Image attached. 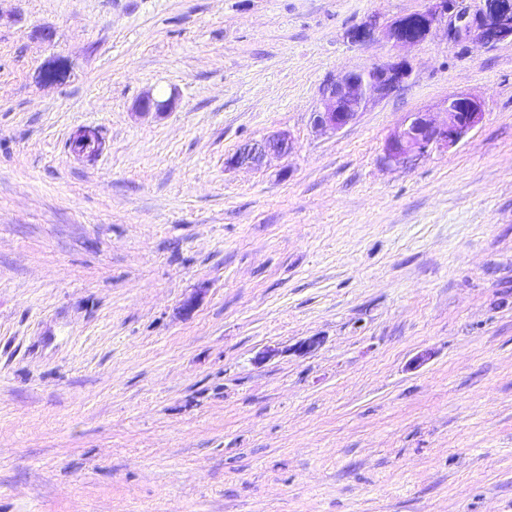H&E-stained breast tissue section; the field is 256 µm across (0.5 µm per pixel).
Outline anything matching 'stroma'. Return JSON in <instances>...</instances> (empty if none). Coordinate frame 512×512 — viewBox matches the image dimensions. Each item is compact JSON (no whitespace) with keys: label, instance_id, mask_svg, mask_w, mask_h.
<instances>
[{"label":"stroma","instance_id":"obj_1","mask_svg":"<svg viewBox=\"0 0 512 512\" xmlns=\"http://www.w3.org/2000/svg\"><path fill=\"white\" fill-rule=\"evenodd\" d=\"M428 4L0 0V512H512V40L388 39ZM455 94L473 130L386 160ZM407 60L375 64L350 71L330 81L323 89L313 121L317 127L339 131L353 122L367 105L381 98L410 76ZM446 121L439 123L429 112H410L385 143V158L400 163L433 149L448 148L459 142L482 120L480 104L465 95H453L443 102ZM292 152V143L282 133L271 134L259 141H250L241 145L229 157L225 164L228 167H259L268 155L286 157Z\"/></svg>","mask_w":512,"mask_h":512}]
</instances>
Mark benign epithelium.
I'll return each mask as SVG.
<instances>
[{
  "mask_svg": "<svg viewBox=\"0 0 512 512\" xmlns=\"http://www.w3.org/2000/svg\"><path fill=\"white\" fill-rule=\"evenodd\" d=\"M448 23V41L475 39L481 44L512 40V0H482L472 14L456 10V0H430L422 12L396 20L389 26L388 36L397 45L411 47L422 42L436 26ZM407 60L375 64L346 72L330 81L323 89L314 124L322 129L339 131L353 122L367 105L381 98L410 76ZM174 96L160 99L151 92L139 101L142 112H165ZM446 121L439 123L430 112H411L385 143V158L400 163L410 156H420L434 149H443L459 142L482 120L480 104L465 95H453L443 102ZM76 138L84 145L80 154L92 157L99 151V138L91 129H81ZM292 143L282 133L271 134L259 141L241 145L226 160V166L258 167L269 155L286 157Z\"/></svg>",
  "mask_w": 512,
  "mask_h": 512,
  "instance_id": "1",
  "label": "benign epithelium"
}]
</instances>
